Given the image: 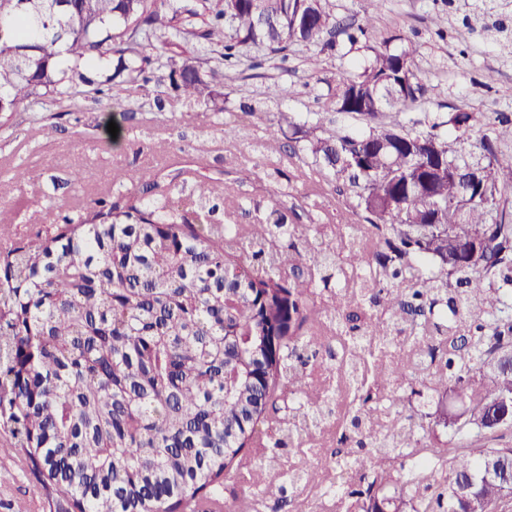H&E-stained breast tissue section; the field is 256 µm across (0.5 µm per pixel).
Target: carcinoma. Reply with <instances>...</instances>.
Masks as SVG:
<instances>
[{
  "label": "carcinoma",
  "mask_w": 512,
  "mask_h": 512,
  "mask_svg": "<svg viewBox=\"0 0 512 512\" xmlns=\"http://www.w3.org/2000/svg\"><path fill=\"white\" fill-rule=\"evenodd\" d=\"M334 0H0V113L76 93L81 65L104 61L109 83L169 87L204 112L225 111L226 69L250 48L288 58L355 47L369 25ZM168 53L154 66L147 50ZM219 65L208 66L209 54ZM416 47L372 49L336 79L327 106L369 130L319 126L309 136L286 112L260 143L306 152L355 189L369 227L287 222L224 224L214 187L195 179L194 209L147 173L138 193L102 198L32 240L0 249V457L41 477L56 512H196L223 495L252 448L307 447L316 465L262 483L258 496L312 485L337 512H468L456 486L479 484L486 512H512L487 465L512 448H475L510 427L486 422L512 396V155L481 141L483 160L448 146L480 125L462 109L427 116L417 134L379 122L427 88ZM293 85L267 88L273 100ZM297 135L296 147L280 136ZM476 168L469 194L449 163ZM479 241L481 262L464 257ZM490 280L469 287L471 277ZM334 357L347 400L308 362ZM479 376L478 386L470 377ZM464 412L441 407L448 395ZM430 421H425V418ZM451 432L440 440L437 428ZM360 468L358 481L349 479ZM336 479H325L326 471Z\"/></svg>",
  "instance_id": "1"
}]
</instances>
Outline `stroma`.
<instances>
[{
    "label": "stroma",
    "mask_w": 512,
    "mask_h": 512,
    "mask_svg": "<svg viewBox=\"0 0 512 512\" xmlns=\"http://www.w3.org/2000/svg\"><path fill=\"white\" fill-rule=\"evenodd\" d=\"M437 13L448 20L441 33L429 24ZM389 37L416 44L414 66L426 76L428 88L411 110L385 112L383 122L416 133L427 113L445 116L461 107L481 114L482 125L450 142L452 149L479 158L482 138L495 137L501 117L512 119V52L506 50L512 45V0H383L372 18L370 42L376 46ZM367 57L363 50L315 53L296 45L287 62L229 72L227 117L245 132L237 140H225V117L188 106L171 91L164 95L163 109H156L149 90L128 83L116 86L108 100L96 102L80 92L2 115L0 180L19 169L25 177L0 200V226L14 238L35 236L98 199L128 194L130 185L119 175L139 169L162 185L178 173L190 182L207 177L216 199L229 194L240 203L225 214L228 224L257 223L281 205L293 224L362 227L353 193L326 180L311 157H265L252 144L269 134L281 110L315 127L328 98L327 79ZM276 81L293 84L294 97L268 101L266 88ZM245 104L255 107V114L242 112ZM110 121L121 124L122 137L109 146L103 125ZM228 154L237 156L235 165H225ZM272 164L287 173V193L265 180ZM76 166L85 172L79 184L69 180ZM0 512H50L38 478L7 458H0Z\"/></svg>",
    "instance_id": "stroma-1"
}]
</instances>
